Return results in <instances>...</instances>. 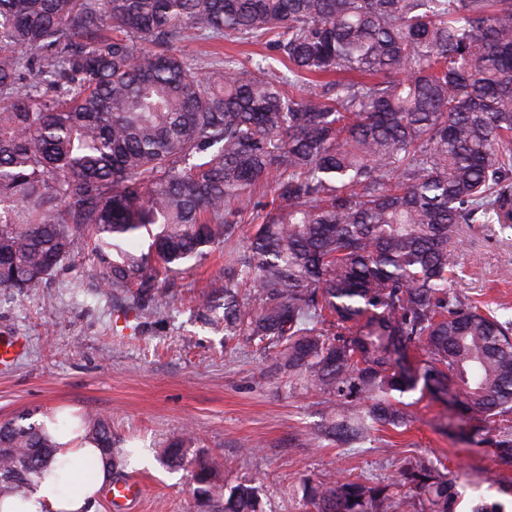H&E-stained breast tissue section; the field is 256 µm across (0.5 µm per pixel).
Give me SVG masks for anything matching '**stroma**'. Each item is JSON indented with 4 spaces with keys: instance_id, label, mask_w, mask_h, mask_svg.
<instances>
[{
    "instance_id": "obj_1",
    "label": "stroma",
    "mask_w": 512,
    "mask_h": 512,
    "mask_svg": "<svg viewBox=\"0 0 512 512\" xmlns=\"http://www.w3.org/2000/svg\"><path fill=\"white\" fill-rule=\"evenodd\" d=\"M451 246L466 267L450 282L454 293L512 316V228L462 224ZM91 248L79 238L37 294L0 289V334L25 340L13 365L0 368V421L26 415L38 423L61 409L108 419L121 451L151 455L148 468L112 472L142 485L130 512H192L189 473L160 460L187 429L191 452L223 462L225 487L256 482L264 512H309L305 477L387 481L408 456L439 464L459 495L456 512L479 502L512 512V472L472 443L448 402L416 388L400 396L413 417L406 430L379 431L360 448L336 444L322 433L323 394L263 376V353L198 317L193 298L223 295L224 265L246 250V233L216 244L201 266L160 273L163 305L133 287L105 288Z\"/></svg>"
}]
</instances>
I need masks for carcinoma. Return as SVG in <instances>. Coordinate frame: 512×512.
Here are the masks:
<instances>
[{"instance_id":"carcinoma-1","label":"carcinoma","mask_w":512,"mask_h":512,"mask_svg":"<svg viewBox=\"0 0 512 512\" xmlns=\"http://www.w3.org/2000/svg\"><path fill=\"white\" fill-rule=\"evenodd\" d=\"M264 39L198 60L188 37ZM251 225L224 265V334L329 397L351 446L407 426L392 393L451 398L485 440L512 414V319L451 292L458 224L512 226V0H0V288L38 290L88 233L109 288L167 292L124 247L151 231L166 270ZM422 352L417 368L408 351ZM115 458L102 418L88 432ZM57 445L0 423V498ZM512 471V430L492 441ZM222 464L191 471L196 512H261ZM431 460L392 482L307 477L312 512H456Z\"/></svg>"}]
</instances>
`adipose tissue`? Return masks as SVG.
I'll return each instance as SVG.
<instances>
[{"mask_svg":"<svg viewBox=\"0 0 512 512\" xmlns=\"http://www.w3.org/2000/svg\"><path fill=\"white\" fill-rule=\"evenodd\" d=\"M44 424L59 443L55 457L26 498H0V512H95L112 472L102 449L83 440L77 420L49 417Z\"/></svg>","mask_w":512,"mask_h":512,"instance_id":"adipose-tissue-1","label":"adipose tissue"}]
</instances>
